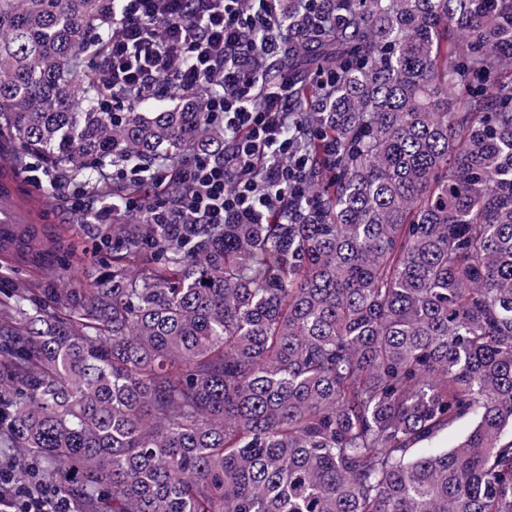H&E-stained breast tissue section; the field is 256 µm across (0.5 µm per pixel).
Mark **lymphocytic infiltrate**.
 I'll use <instances>...</instances> for the list:
<instances>
[{
	"mask_svg": "<svg viewBox=\"0 0 512 512\" xmlns=\"http://www.w3.org/2000/svg\"><path fill=\"white\" fill-rule=\"evenodd\" d=\"M283 0H113L112 38L103 58L105 112L133 99H203L224 129V157L197 152L157 168L146 201L154 224H263L292 212L305 195L308 158L295 85L281 73L288 55ZM0 512H78L73 498L29 474L19 485L0 465Z\"/></svg>",
	"mask_w": 512,
	"mask_h": 512,
	"instance_id": "1",
	"label": "lymphocytic infiltrate"
}]
</instances>
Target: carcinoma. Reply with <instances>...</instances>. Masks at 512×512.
<instances>
[{
    "instance_id": "cac0c4a2",
    "label": "carcinoma",
    "mask_w": 512,
    "mask_h": 512,
    "mask_svg": "<svg viewBox=\"0 0 512 512\" xmlns=\"http://www.w3.org/2000/svg\"><path fill=\"white\" fill-rule=\"evenodd\" d=\"M325 4L288 17L336 74L296 86V222L93 224L89 283L31 224L0 264V449L82 512H512V0ZM111 32L112 0H0V170L224 157L198 98L100 111ZM296 8L305 16H308L312 22L322 29L330 28L334 25L336 18L324 13V3L321 0H294Z\"/></svg>"
}]
</instances>
